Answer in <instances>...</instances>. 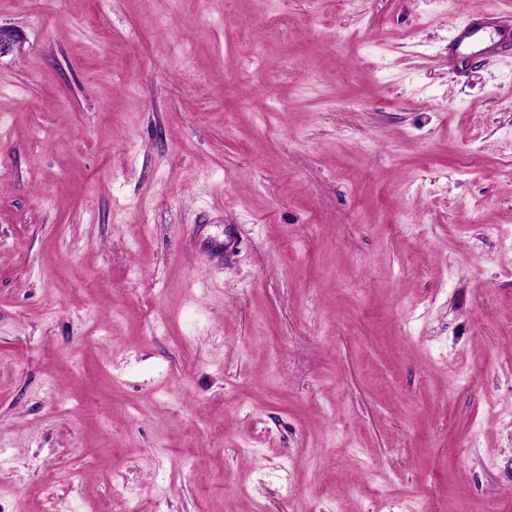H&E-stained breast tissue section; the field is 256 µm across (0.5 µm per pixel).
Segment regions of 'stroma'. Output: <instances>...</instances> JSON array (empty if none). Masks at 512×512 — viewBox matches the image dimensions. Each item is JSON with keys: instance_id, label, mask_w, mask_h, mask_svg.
I'll list each match as a JSON object with an SVG mask.
<instances>
[{"instance_id": "35a3bbf8", "label": "stroma", "mask_w": 512, "mask_h": 512, "mask_svg": "<svg viewBox=\"0 0 512 512\" xmlns=\"http://www.w3.org/2000/svg\"><path fill=\"white\" fill-rule=\"evenodd\" d=\"M482 15L0 0V512H512V51L448 59Z\"/></svg>"}]
</instances>
